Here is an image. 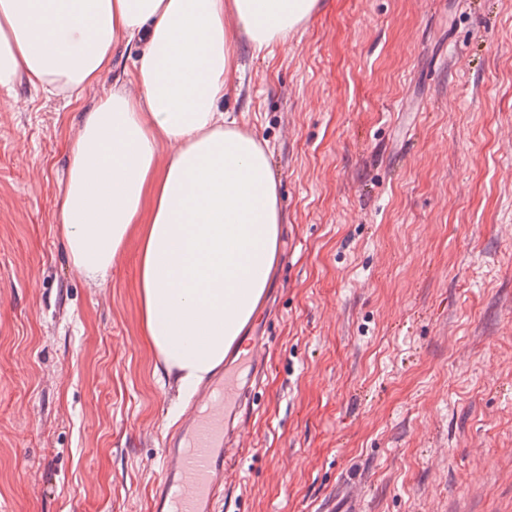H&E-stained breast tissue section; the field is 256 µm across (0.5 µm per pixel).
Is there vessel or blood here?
I'll return each mask as SVG.
<instances>
[{
	"label": "vessel or blood",
	"instance_id": "vessel-or-blood-1",
	"mask_svg": "<svg viewBox=\"0 0 512 512\" xmlns=\"http://www.w3.org/2000/svg\"><path fill=\"white\" fill-rule=\"evenodd\" d=\"M267 337L250 342L247 374H239L237 349L224 357V379L209 387L194 411L183 418L161 458L163 490L154 512H214L215 490L224 480V459L230 438L247 409L255 388L253 369L267 348Z\"/></svg>",
	"mask_w": 512,
	"mask_h": 512
}]
</instances>
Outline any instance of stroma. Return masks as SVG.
I'll list each match as a JSON object with an SVG mask.
<instances>
[{"label":"stroma","instance_id":"obj_1","mask_svg":"<svg viewBox=\"0 0 512 512\" xmlns=\"http://www.w3.org/2000/svg\"><path fill=\"white\" fill-rule=\"evenodd\" d=\"M0 97V512H151L188 406L56 215L84 112ZM224 103L283 216L268 353L217 512H512V0H320Z\"/></svg>","mask_w":512,"mask_h":512}]
</instances>
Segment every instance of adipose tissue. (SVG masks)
<instances>
[{"mask_svg": "<svg viewBox=\"0 0 512 512\" xmlns=\"http://www.w3.org/2000/svg\"><path fill=\"white\" fill-rule=\"evenodd\" d=\"M318 0H0V95L19 82L76 97L132 46V87L83 115L57 200L66 251L103 284L139 241L142 328L193 393L260 310L278 261L277 182L261 142L224 112L238 42L284 45ZM169 157H161V145Z\"/></svg>", "mask_w": 512, "mask_h": 512, "instance_id": "adipose-tissue-1", "label": "adipose tissue"}]
</instances>
